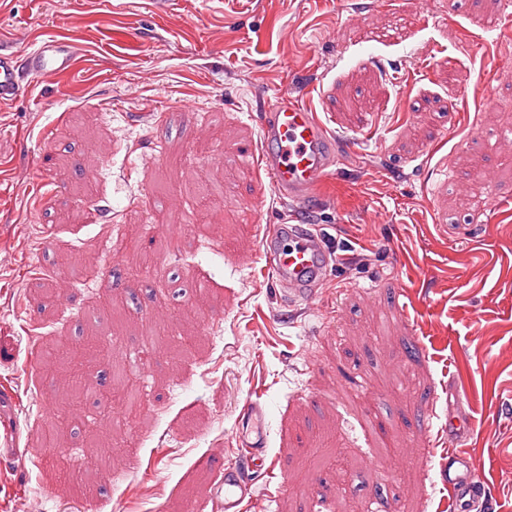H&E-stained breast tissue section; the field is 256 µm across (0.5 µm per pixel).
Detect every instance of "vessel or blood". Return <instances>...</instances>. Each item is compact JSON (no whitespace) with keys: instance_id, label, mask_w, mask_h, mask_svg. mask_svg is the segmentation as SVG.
<instances>
[{"instance_id":"b4317fda","label":"vessel or blood","mask_w":512,"mask_h":512,"mask_svg":"<svg viewBox=\"0 0 512 512\" xmlns=\"http://www.w3.org/2000/svg\"><path fill=\"white\" fill-rule=\"evenodd\" d=\"M76 44L65 38H47L34 43L27 53H0V101L14 99L24 77L42 80L67 73L79 63ZM263 151L259 162L278 196L288 199L295 214L291 225L269 226L260 241V251L272 279L293 304L316 299L332 261L319 234L307 231L303 222L317 200L320 185L340 158L333 139L314 110L281 94L263 110L260 119ZM236 442L254 469H265L267 454L263 439L237 436ZM224 512H246L251 492L239 472H224ZM448 488L458 512H479L483 485L470 462L456 451L448 453Z\"/></svg>"}]
</instances>
